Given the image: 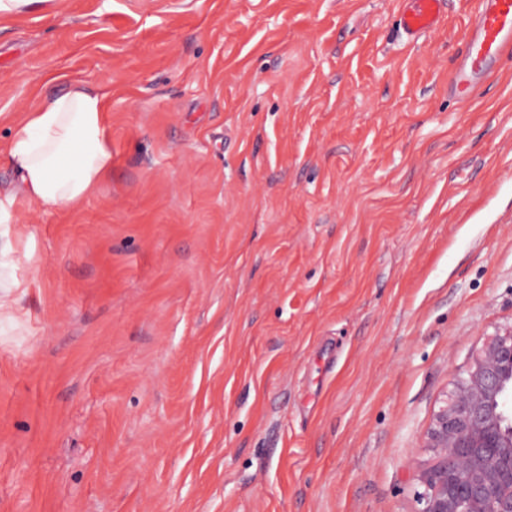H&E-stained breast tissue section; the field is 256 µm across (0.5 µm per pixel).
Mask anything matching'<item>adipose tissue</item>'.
I'll use <instances>...</instances> for the list:
<instances>
[{"instance_id":"obj_1","label":"adipose tissue","mask_w":512,"mask_h":512,"mask_svg":"<svg viewBox=\"0 0 512 512\" xmlns=\"http://www.w3.org/2000/svg\"><path fill=\"white\" fill-rule=\"evenodd\" d=\"M18 173L15 185L0 189V223L23 202L74 209L112 166L104 97L71 85L17 122L0 145Z\"/></svg>"}]
</instances>
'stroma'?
I'll return each mask as SVG.
<instances>
[{"instance_id":"stroma-1","label":"stroma","mask_w":512,"mask_h":512,"mask_svg":"<svg viewBox=\"0 0 512 512\" xmlns=\"http://www.w3.org/2000/svg\"><path fill=\"white\" fill-rule=\"evenodd\" d=\"M475 0H33L0 141L68 83L112 166L0 223V512H415L410 467L512 325V62ZM400 4L397 25L408 42L446 26L447 0H401ZM452 77L453 89L467 95L481 75L512 60V0H480Z\"/></svg>"}]
</instances>
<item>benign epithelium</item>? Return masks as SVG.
<instances>
[{
  "instance_id": "7a95c632",
  "label": "benign epithelium",
  "mask_w": 512,
  "mask_h": 512,
  "mask_svg": "<svg viewBox=\"0 0 512 512\" xmlns=\"http://www.w3.org/2000/svg\"><path fill=\"white\" fill-rule=\"evenodd\" d=\"M421 447L416 512H512V326L453 374Z\"/></svg>"
}]
</instances>
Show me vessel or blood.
<instances>
[{
    "label": "vessel or blood",
    "mask_w": 512,
    "mask_h": 512,
    "mask_svg": "<svg viewBox=\"0 0 512 512\" xmlns=\"http://www.w3.org/2000/svg\"><path fill=\"white\" fill-rule=\"evenodd\" d=\"M397 25L406 41L445 27L447 0H400ZM512 60V0H481L468 28L452 77V87L467 95L481 75Z\"/></svg>",
    "instance_id": "vessel-or-blood-1"
}]
</instances>
